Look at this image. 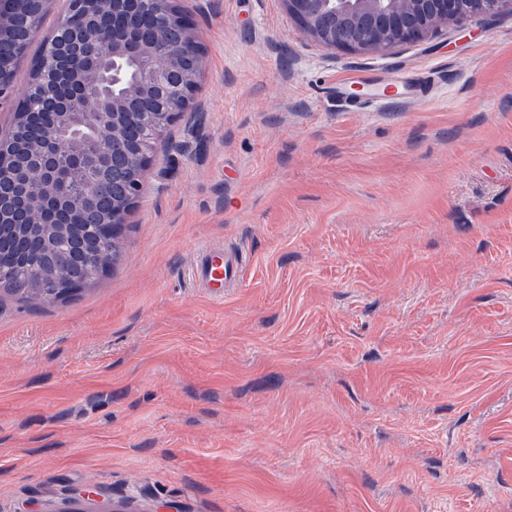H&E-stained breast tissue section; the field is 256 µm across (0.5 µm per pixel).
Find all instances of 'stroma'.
Listing matches in <instances>:
<instances>
[{"label":"stroma","instance_id":"obj_1","mask_svg":"<svg viewBox=\"0 0 512 512\" xmlns=\"http://www.w3.org/2000/svg\"><path fill=\"white\" fill-rule=\"evenodd\" d=\"M182 8L197 110L120 262L0 307V512H512V16L362 56ZM242 267V257L236 251L216 248L205 252L195 268V276L212 288H225L234 280Z\"/></svg>","mask_w":512,"mask_h":512}]
</instances>
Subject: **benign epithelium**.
I'll return each mask as SVG.
<instances>
[{"label": "benign epithelium", "mask_w": 512, "mask_h": 512, "mask_svg": "<svg viewBox=\"0 0 512 512\" xmlns=\"http://www.w3.org/2000/svg\"><path fill=\"white\" fill-rule=\"evenodd\" d=\"M180 0H68L70 33L47 39L32 66L35 84L15 99L0 79V107L16 103L0 128V235L12 239L13 266L31 269L30 295L55 304L90 286L69 261L48 260L55 239L75 233L77 211L95 237L99 273L114 267L126 224L144 190L154 141L194 110L204 68L196 32ZM302 32L324 49L386 55L481 16L512 15V0H282ZM15 0H0V41L13 31ZM164 109L144 111L153 92ZM152 129L146 142L137 132Z\"/></svg>", "instance_id": "benign-epithelium-1"}]
</instances>
